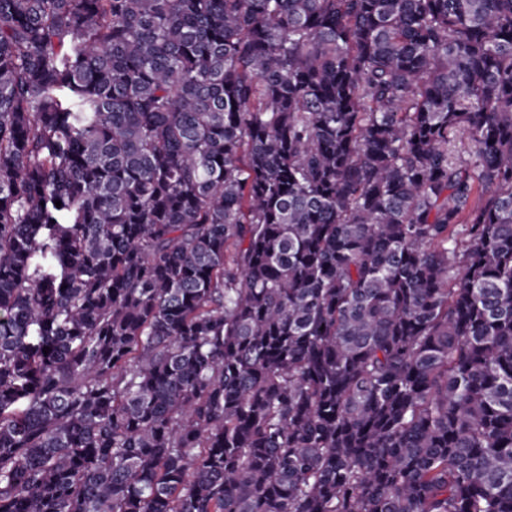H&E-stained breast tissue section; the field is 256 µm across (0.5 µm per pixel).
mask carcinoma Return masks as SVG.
Returning <instances> with one entry per match:
<instances>
[{"mask_svg": "<svg viewBox=\"0 0 512 512\" xmlns=\"http://www.w3.org/2000/svg\"><path fill=\"white\" fill-rule=\"evenodd\" d=\"M0 512H512V0H0Z\"/></svg>", "mask_w": 512, "mask_h": 512, "instance_id": "1", "label": "carcinoma"}]
</instances>
